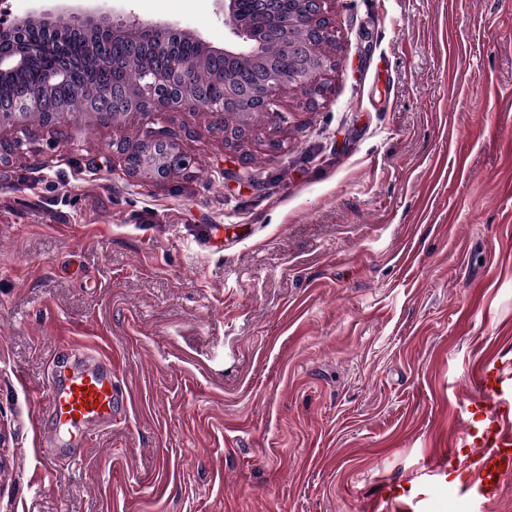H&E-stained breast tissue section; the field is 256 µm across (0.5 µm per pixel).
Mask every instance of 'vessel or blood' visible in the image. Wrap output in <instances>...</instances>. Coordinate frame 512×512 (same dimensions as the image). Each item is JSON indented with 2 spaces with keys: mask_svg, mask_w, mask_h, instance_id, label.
Masks as SVG:
<instances>
[{
  "mask_svg": "<svg viewBox=\"0 0 512 512\" xmlns=\"http://www.w3.org/2000/svg\"><path fill=\"white\" fill-rule=\"evenodd\" d=\"M76 356L77 369L51 372L46 400L52 424L77 433L84 443L111 425L119 391L112 382L111 357L83 349ZM471 385V419L483 428L473 438H461L465 452L458 455L457 465L467 477L449 493L472 504L497 497L512 481V358L504 355L484 364ZM427 501L423 493L404 499L392 494L387 499L392 512H428Z\"/></svg>",
  "mask_w": 512,
  "mask_h": 512,
  "instance_id": "b4317fda",
  "label": "vessel or blood"
}]
</instances>
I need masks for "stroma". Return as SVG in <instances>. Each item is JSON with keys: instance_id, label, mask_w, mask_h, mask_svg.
Instances as JSON below:
<instances>
[{"instance_id": "obj_1", "label": "stroma", "mask_w": 512, "mask_h": 512, "mask_svg": "<svg viewBox=\"0 0 512 512\" xmlns=\"http://www.w3.org/2000/svg\"><path fill=\"white\" fill-rule=\"evenodd\" d=\"M99 2L231 40L221 0ZM325 9L323 105L286 92L241 152L166 112L190 173L132 179L144 120L83 111L0 163V512H381L459 443L512 353V0ZM76 346L126 396L82 447L45 424Z\"/></svg>"}]
</instances>
